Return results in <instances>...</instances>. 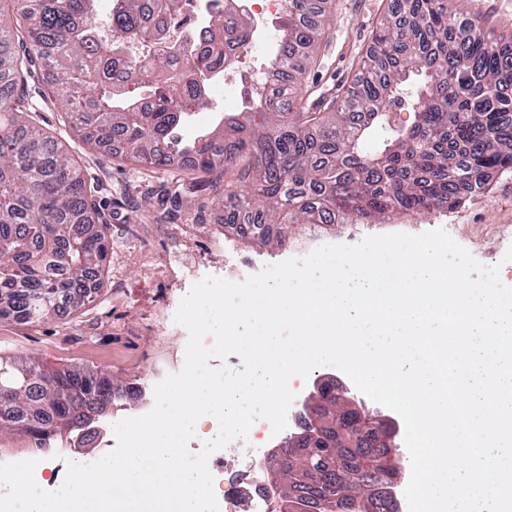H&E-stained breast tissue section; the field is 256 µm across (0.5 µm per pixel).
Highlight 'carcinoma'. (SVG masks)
Instances as JSON below:
<instances>
[{
  "label": "carcinoma",
  "instance_id": "cac0c4a2",
  "mask_svg": "<svg viewBox=\"0 0 512 512\" xmlns=\"http://www.w3.org/2000/svg\"><path fill=\"white\" fill-rule=\"evenodd\" d=\"M0 0V318L38 323L73 314L103 286L107 259L101 204L80 166L35 125L27 89L33 68L86 146L116 136L115 156L168 167L191 155L195 171L224 175V233L279 248L301 224H383L453 210L512 173V45L448 0H392L342 93L312 101L298 76L317 58L330 18L320 0H284L272 66L277 91H257L248 112L196 135L179 151L173 128L209 105L211 81L232 67L252 36L239 16L213 21L195 38L166 44L113 77L112 63L135 42L162 34L137 12L138 0ZM411 90L410 124L393 128L388 108ZM205 189L200 180L166 196ZM96 372L49 367L0 355V432L36 447L80 435L96 400L83 391ZM314 385L333 393L336 423L312 407L300 413L294 446L283 451L287 510L401 512L396 426L368 415L339 380ZM67 392L68 404L58 395Z\"/></svg>",
  "mask_w": 512,
  "mask_h": 512
}]
</instances>
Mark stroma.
I'll return each mask as SVG.
<instances>
[{
  "mask_svg": "<svg viewBox=\"0 0 512 512\" xmlns=\"http://www.w3.org/2000/svg\"><path fill=\"white\" fill-rule=\"evenodd\" d=\"M390 0H333L331 26L304 84L314 97L336 95L351 81L371 31ZM246 85L210 88V105L199 113L194 130L214 126L228 114L247 111ZM39 127L66 145L87 182L97 186L108 256L104 285L78 314L43 323L0 319V354L33 356L52 365H84L112 377L118 391L136 387L134 397L113 405V417L130 407L150 406L156 382L179 372L189 333L175 319L181 299L206 277H224L229 264L250 276L264 267L312 252L309 238L282 248L248 247L224 233V208L210 191L188 199L176 218H162L144 196L151 187L185 179L182 164L164 170L113 160L86 148L53 102H45ZM445 229L486 266H499L500 279L512 287V174L496 177L488 190L452 211L434 210L419 221L389 224H339L319 230L321 244L353 245L371 235H418Z\"/></svg>",
  "mask_w": 512,
  "mask_h": 512,
  "instance_id": "obj_1",
  "label": "stroma"
}]
</instances>
